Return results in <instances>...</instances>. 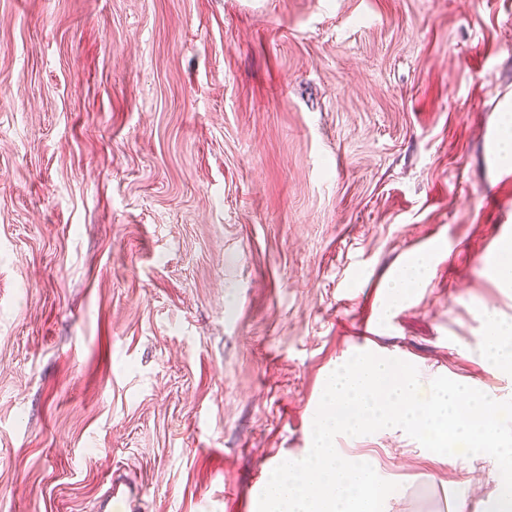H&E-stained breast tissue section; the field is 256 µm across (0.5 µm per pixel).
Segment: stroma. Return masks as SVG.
Segmentation results:
<instances>
[{"label": "stroma", "mask_w": 512, "mask_h": 512, "mask_svg": "<svg viewBox=\"0 0 512 512\" xmlns=\"http://www.w3.org/2000/svg\"><path fill=\"white\" fill-rule=\"evenodd\" d=\"M510 106L512 0H0V512H94L116 468L143 512H256L364 350L512 398ZM337 446L385 512L502 482L401 430ZM429 269V258L414 254L390 280L389 300L394 305L403 300L412 288H417L425 279ZM486 332L484 350L493 367L512 372V323L499 319L494 313H485Z\"/></svg>", "instance_id": "obj_1"}]
</instances>
